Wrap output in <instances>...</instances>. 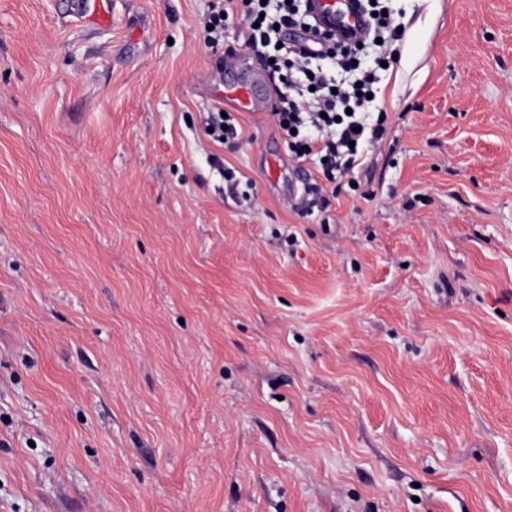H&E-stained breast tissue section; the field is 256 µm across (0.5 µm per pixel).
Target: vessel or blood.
<instances>
[{
    "instance_id": "b4317fda",
    "label": "vessel or blood",
    "mask_w": 512,
    "mask_h": 512,
    "mask_svg": "<svg viewBox=\"0 0 512 512\" xmlns=\"http://www.w3.org/2000/svg\"><path fill=\"white\" fill-rule=\"evenodd\" d=\"M306 5L315 28L337 42H355L366 29L360 0H307Z\"/></svg>"
}]
</instances>
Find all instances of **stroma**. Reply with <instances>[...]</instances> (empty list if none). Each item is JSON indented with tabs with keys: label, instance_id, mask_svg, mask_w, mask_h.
<instances>
[{
	"label": "stroma",
	"instance_id": "stroma-1",
	"mask_svg": "<svg viewBox=\"0 0 512 512\" xmlns=\"http://www.w3.org/2000/svg\"><path fill=\"white\" fill-rule=\"evenodd\" d=\"M209 3L0 0V512H512V0H388L309 213ZM222 113H227V117H222ZM207 117L205 118L206 129L212 128V132H209V135L215 141H224L225 135H233L237 134L236 127L233 124V118L228 112H224V110H218L217 112L207 113ZM226 125L227 129L223 130L222 126Z\"/></svg>",
	"mask_w": 512,
	"mask_h": 512
}]
</instances>
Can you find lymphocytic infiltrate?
Returning <instances> with one entry per match:
<instances>
[{
    "instance_id": "lymphocytic-infiltrate-1",
    "label": "lymphocytic infiltrate",
    "mask_w": 512,
    "mask_h": 512,
    "mask_svg": "<svg viewBox=\"0 0 512 512\" xmlns=\"http://www.w3.org/2000/svg\"><path fill=\"white\" fill-rule=\"evenodd\" d=\"M373 10L367 39L377 43L380 60L396 61L402 29L384 14L381 0H376ZM235 20L242 28L244 47L272 51L269 70L278 81L274 115L289 135L291 152L317 156L323 182L349 175L367 147L385 133L382 120L372 112L377 77L361 65L360 48L327 43L307 50L285 44L283 29L311 28L303 0H212L207 19L212 48H219L225 27ZM340 71L353 74V81L338 83L335 75ZM323 182L304 184V208L326 204Z\"/></svg>"
}]
</instances>
